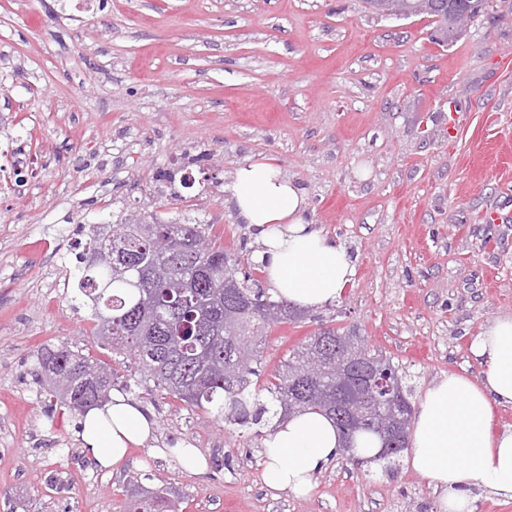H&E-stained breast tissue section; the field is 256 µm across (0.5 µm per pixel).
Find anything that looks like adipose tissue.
Instances as JSON below:
<instances>
[{"mask_svg":"<svg viewBox=\"0 0 512 512\" xmlns=\"http://www.w3.org/2000/svg\"><path fill=\"white\" fill-rule=\"evenodd\" d=\"M233 203L259 244L253 261L270 294L307 309L335 304L356 274L340 242L305 219L303 191L274 159L238 168ZM480 381L449 374L424 393L414 415L407 463L440 490V512H475L476 494L512 498V428L490 430L492 406L512 405V316L490 323L470 345ZM85 457L99 468L125 465L129 448L151 440L157 423L137 401L113 393L76 420ZM259 478L272 491L308 494L313 477L344 451L334 423L317 411L274 418L263 441Z\"/></svg>","mask_w":512,"mask_h":512,"instance_id":"ef3b65f1","label":"adipose tissue"}]
</instances>
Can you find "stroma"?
Instances as JSON below:
<instances>
[{
    "label": "stroma",
    "mask_w": 512,
    "mask_h": 512,
    "mask_svg": "<svg viewBox=\"0 0 512 512\" xmlns=\"http://www.w3.org/2000/svg\"><path fill=\"white\" fill-rule=\"evenodd\" d=\"M435 35L365 0H0V152L39 171L0 196V512H122L135 472L183 512H438L405 463L341 457L309 496L270 491L257 428L133 385L155 437L120 471L93 468L33 357L65 342L130 382L77 296L91 225L191 217L252 268L232 183L268 157L356 275L336 304L271 326L262 379L320 328L351 326L414 397L453 372L481 378L469 346L512 315V0H488L457 41ZM183 168L192 188L164 179ZM178 439L206 473L155 457Z\"/></svg>",
    "instance_id": "1"
}]
</instances>
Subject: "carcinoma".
Here are the masks:
<instances>
[{
    "label": "carcinoma",
    "instance_id": "1",
    "mask_svg": "<svg viewBox=\"0 0 512 512\" xmlns=\"http://www.w3.org/2000/svg\"><path fill=\"white\" fill-rule=\"evenodd\" d=\"M486 0H431L428 11L418 10L415 0L405 5L402 18L424 14L438 28L448 25L450 14L471 10L476 16ZM208 225L187 219L180 224L155 220L147 223L126 217L113 225L90 229L84 266L78 269V291L92 304L95 336L115 354L132 357L138 365L139 383H152L191 407L212 410L240 425H257L262 414H288L295 379L321 342L336 345L338 336H354L351 329L328 328L309 337L265 387L270 406L254 407L252 377L259 375L260 348L271 324L302 317V311L283 300H274L254 286L246 274L238 278L241 260L213 243L202 251L195 240H207ZM112 245V259L133 253L156 261L165 242L176 245L170 258L169 278L149 280L140 266H119V271L98 261L103 244ZM222 269L235 278L236 287L217 283L212 271ZM36 377L47 395L71 413L83 414L100 398L110 399L115 372L65 343L44 347L36 354ZM336 358L325 356L324 376L306 388L307 399L294 411L320 409L343 428L336 408L312 401L322 392L336 398ZM127 498L123 512H181L179 504L159 490H147L139 480Z\"/></svg>",
    "mask_w": 512,
    "mask_h": 512
}]
</instances>
